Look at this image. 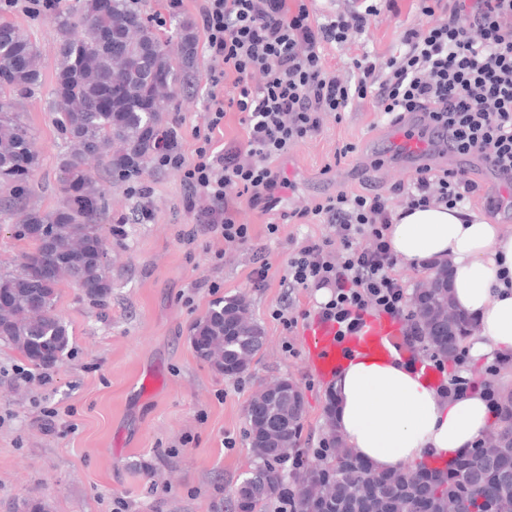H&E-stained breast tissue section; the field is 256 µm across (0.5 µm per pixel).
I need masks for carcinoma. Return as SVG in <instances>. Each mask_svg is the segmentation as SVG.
<instances>
[{
    "label": "carcinoma",
    "mask_w": 512,
    "mask_h": 512,
    "mask_svg": "<svg viewBox=\"0 0 512 512\" xmlns=\"http://www.w3.org/2000/svg\"><path fill=\"white\" fill-rule=\"evenodd\" d=\"M139 0H75L56 17L59 36L53 120L63 138L56 181L60 206L49 214L24 205L39 167L31 129L19 111L20 100L34 94L41 73L37 42L15 24L0 20V217L25 212L16 235L30 242L14 273H0V340L20 350L34 365L50 369L70 344L66 323L56 313L58 286L67 281L90 300L103 301L112 284L102 258L110 249L98 219L105 207L103 190L85 168L97 158L116 175L139 174L156 152L163 113L183 78L197 69L193 23L179 22L178 51L171 54L142 17ZM50 268L45 281L33 268ZM242 298L213 304L196 322L192 335L203 341L197 356L214 368L244 373L262 350L264 336ZM473 321L462 315L440 336L413 333L417 346L432 356L443 346L455 349L453 362L470 339ZM293 414L286 438L297 443L304 405H270L252 399L247 409L256 460L241 483L244 512H265L272 500L292 503L290 512H390L400 499L407 512L445 498L461 502L460 512H512V396L499 399L492 432L504 440L499 457L487 459L476 448L447 467L419 464L413 471L378 474L362 459L345 452L320 468L287 470V460L268 450L259 421Z\"/></svg>",
    "instance_id": "cac0c4a2"
}]
</instances>
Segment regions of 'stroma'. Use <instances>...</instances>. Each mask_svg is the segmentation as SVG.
<instances>
[{
    "instance_id": "35a3bbf8",
    "label": "stroma",
    "mask_w": 512,
    "mask_h": 512,
    "mask_svg": "<svg viewBox=\"0 0 512 512\" xmlns=\"http://www.w3.org/2000/svg\"><path fill=\"white\" fill-rule=\"evenodd\" d=\"M141 10L163 38L179 19H199L196 0H182L176 9L169 0H144ZM8 18L33 33L41 47L40 84L19 110L41 160L28 205L49 213L60 203L56 165L63 143L52 119L54 14L15 11ZM421 19L419 0H396L363 34L327 47V64L344 77L364 53L387 60L396 54L403 29ZM197 71L193 88L178 92L164 115L165 127H177V148L186 154L211 93L232 91L228 83L212 85L205 54L197 56ZM386 129L367 98L326 115L321 133L282 163L290 182L281 192L282 209H302L341 189L385 194L406 180L412 169L387 155ZM346 144L354 152L336 158ZM434 163L467 170L481 185L472 209L486 211L488 201L505 193L477 156L451 152ZM91 174L106 192L99 222L112 244V293L97 303L70 284L60 285L56 312L71 339L51 370L0 343V512H32L38 504L45 512H112L118 498L127 512H238L236 489L253 467L245 413L262 386L285 378L299 386L305 405L300 452L312 453L329 438V384L310 373L301 328L286 330L273 313L284 309L310 318L319 312L316 289L288 290V255L305 239L331 237L335 229L294 219L271 235L266 216L244 204L238 220L251 228L247 244L228 247L223 239L202 235L188 245L180 233L194 219L182 206L179 173L146 169L140 179L151 193L143 200L132 197L128 180L106 166H93ZM141 205L152 217L133 221ZM220 249L225 256L219 262L214 253ZM258 255L271 264L262 288L248 280ZM236 297L246 300L267 342L248 371L229 378L197 357L190 336L215 302ZM46 410L59 414L55 432H45L37 421Z\"/></svg>"
}]
</instances>
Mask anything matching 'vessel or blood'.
<instances>
[{
	"instance_id": "vessel-or-blood-1",
	"label": "vessel or blood",
	"mask_w": 512,
	"mask_h": 512,
	"mask_svg": "<svg viewBox=\"0 0 512 512\" xmlns=\"http://www.w3.org/2000/svg\"><path fill=\"white\" fill-rule=\"evenodd\" d=\"M387 150L410 164H426L432 158L429 138L419 136L409 123L390 129ZM302 340L311 371L322 380L334 377L350 360L395 355L421 378L435 384L441 381L438 371L403 345L400 323L393 317L367 313L358 329L345 333L336 321L317 315L305 324Z\"/></svg>"
}]
</instances>
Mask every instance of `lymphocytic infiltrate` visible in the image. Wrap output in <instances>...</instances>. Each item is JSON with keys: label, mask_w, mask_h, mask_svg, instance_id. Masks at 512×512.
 <instances>
[{"label": "lymphocytic infiltrate", "mask_w": 512, "mask_h": 512, "mask_svg": "<svg viewBox=\"0 0 512 512\" xmlns=\"http://www.w3.org/2000/svg\"><path fill=\"white\" fill-rule=\"evenodd\" d=\"M421 11L443 19L406 28L397 55L382 63L362 55L343 79L330 71L323 49L364 32L378 12L373 2L351 0L322 22L307 0H200L211 68L234 92L212 99L191 155L160 135L153 168L180 173L184 206L202 230L243 244L250 228L236 219L239 205L273 211L286 185L279 161L316 137L327 113L368 97L391 125L422 114L443 133L436 146L479 157L512 188V0H427ZM230 111L239 113L244 139L220 146L214 137ZM478 191L465 170L427 164L391 195L341 190L295 211L308 223L333 225L336 235L306 239L291 251L289 287L330 289L320 313L341 324L354 325L371 309L402 316L405 290L386 236L396 207L454 208Z\"/></svg>", "instance_id": "lymphocytic-infiltrate-1"}]
</instances>
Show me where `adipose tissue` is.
<instances>
[{
    "instance_id": "obj_1",
    "label": "adipose tissue",
    "mask_w": 512,
    "mask_h": 512,
    "mask_svg": "<svg viewBox=\"0 0 512 512\" xmlns=\"http://www.w3.org/2000/svg\"><path fill=\"white\" fill-rule=\"evenodd\" d=\"M388 240L401 266L422 271L449 262L453 303L478 327L464 348L469 360L512 351V231L482 212L437 205L394 219ZM330 394L333 428L380 474L410 462L445 464L494 419L482 391L446 397L397 359L348 362Z\"/></svg>"
}]
</instances>
